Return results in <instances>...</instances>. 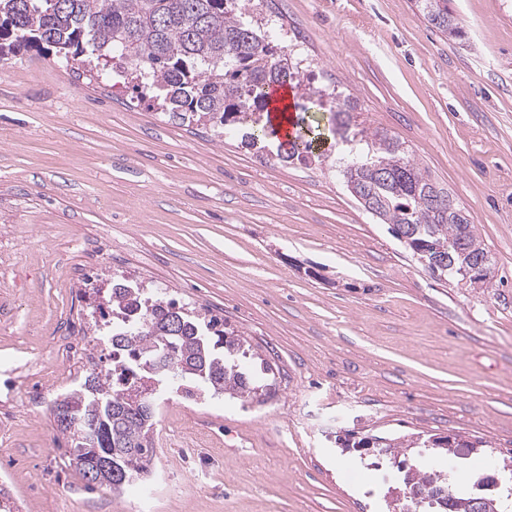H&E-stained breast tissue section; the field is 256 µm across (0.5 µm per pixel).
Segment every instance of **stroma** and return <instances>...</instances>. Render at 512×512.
<instances>
[{
	"label": "stroma",
	"instance_id": "35a3bbf8",
	"mask_svg": "<svg viewBox=\"0 0 512 512\" xmlns=\"http://www.w3.org/2000/svg\"><path fill=\"white\" fill-rule=\"evenodd\" d=\"M255 0L303 82L346 93L448 187L496 258L486 288L433 279L334 161L282 165L167 119L123 76L44 51L0 60V482L21 512H403L337 436L463 437L470 485L512 458V0ZM238 331L267 401H165L150 505L89 490L50 406L85 376L105 269ZM415 5L424 20L441 33L452 38L463 36L459 22L448 11L447 0H415Z\"/></svg>",
	"mask_w": 512,
	"mask_h": 512
}]
</instances>
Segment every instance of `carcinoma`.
I'll return each mask as SVG.
<instances>
[{
  "label": "carcinoma",
  "instance_id": "cac0c4a2",
  "mask_svg": "<svg viewBox=\"0 0 512 512\" xmlns=\"http://www.w3.org/2000/svg\"><path fill=\"white\" fill-rule=\"evenodd\" d=\"M424 20L443 34L464 31L448 11V0H415ZM250 3L241 0H0V59L24 49L52 52L83 67L89 80L101 82L109 71H123L139 100L150 99L170 120L203 126L224 137V126L245 127L277 137L267 116V92L260 87L299 83L289 55L271 45L268 35L246 19ZM302 96L311 107L328 109V131L349 150L341 170L346 186L376 205L377 219L392 225L397 239L414 256L426 257L435 279L473 287L471 268L486 262L494 275L496 260L479 239L468 211L452 193L426 178L397 136L369 130L358 121L350 95L326 100L324 90L307 85ZM316 137L306 147L277 154L281 162L310 165ZM95 310L94 332L112 349L114 368L91 372L79 387L61 395L82 406L68 425H57L74 447L71 461L81 476L100 457L112 460L121 475L105 488L119 494L147 479L154 458L157 400L175 393L196 401L209 391L261 403L269 387L257 371L270 366L235 331L218 328L180 306L127 280L112 282ZM177 316L180 333L164 332L161 323ZM374 442L394 453L383 437ZM413 503L432 512H449L424 481L407 487Z\"/></svg>",
  "mask_w": 512,
  "mask_h": 512
}]
</instances>
